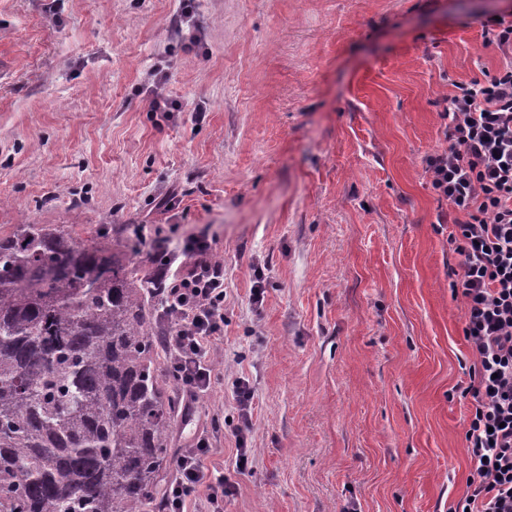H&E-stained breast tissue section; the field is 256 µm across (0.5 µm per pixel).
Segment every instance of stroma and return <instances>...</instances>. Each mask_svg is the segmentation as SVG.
<instances>
[{"mask_svg": "<svg viewBox=\"0 0 512 512\" xmlns=\"http://www.w3.org/2000/svg\"><path fill=\"white\" fill-rule=\"evenodd\" d=\"M178 11L0 0V235L135 243L147 277L155 241L209 240L224 338L171 446L213 430L224 512H448L471 354L425 160L455 84L501 66L482 23L512 0H195L179 32ZM157 67L179 110L151 111Z\"/></svg>", "mask_w": 512, "mask_h": 512, "instance_id": "stroma-1", "label": "stroma"}]
</instances>
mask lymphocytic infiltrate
I'll use <instances>...</instances> for the list:
<instances>
[{"label":"lymphocytic infiltrate","instance_id":"lymphocytic-infiltrate-1","mask_svg":"<svg viewBox=\"0 0 512 512\" xmlns=\"http://www.w3.org/2000/svg\"><path fill=\"white\" fill-rule=\"evenodd\" d=\"M485 45L504 55L497 70L458 84L441 117L448 146L426 159L434 193L448 201V287L464 308L462 333L475 360L460 398L470 410L464 442L470 461L467 492L448 512H512V19L488 18ZM192 263L178 269V254L164 255L168 276L162 309L170 321L169 366L179 376L184 419L213 381L212 355L224 335V265L203 238L186 250ZM212 437L201 431L173 463L166 512H224L231 492L205 461Z\"/></svg>","mask_w":512,"mask_h":512}]
</instances>
